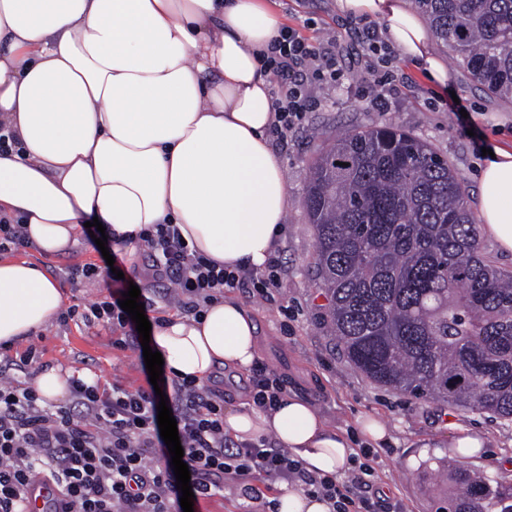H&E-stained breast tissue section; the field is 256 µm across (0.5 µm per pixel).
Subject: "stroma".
Listing matches in <instances>:
<instances>
[{
	"label": "stroma",
	"instance_id": "1",
	"mask_svg": "<svg viewBox=\"0 0 512 512\" xmlns=\"http://www.w3.org/2000/svg\"><path fill=\"white\" fill-rule=\"evenodd\" d=\"M287 26L303 36L320 39L339 36L345 63L355 68L354 41L344 29L346 18L336 0H275ZM436 53L454 76L452 92L469 108L473 122L485 135L486 146L512 149V102L492 98L475 86L468 73L453 63L450 51L435 43ZM398 90L387 111L372 108L359 84L313 89L321 105L307 113L276 146L286 184L289 206L278 240L280 282L268 294L232 290V297L255 313L263 343L260 362L285 382V391L307 399L332 425L349 433L366 416L380 419L388 430L387 443L375 449L374 474L361 489L370 512H441L448 499L449 478L438 468L439 460L453 456L447 443L453 425L476 429L490 443L488 449L469 457L472 469L495 476L505 473L512 461V422L492 414L414 398L375 384L342 355L324 328L327 301L311 274L316 248L315 232L303 207L312 162L327 137L353 128L391 124L407 130L447 157L461 175L470 210L480 197L478 167L483 161L469 138L458 127L453 113L439 111L440 96L422 70L398 52L390 54ZM49 273L63 288L67 304L90 303L109 293L98 281H70L68 269L87 263L102 264L99 248L91 238L79 236L75 246L54 256L29 247L15 254ZM111 329L85 328L76 322H52L28 341L15 343L14 351L27 347L42 350L43 362L76 373L101 375L103 382L134 389L145 383L146 367L137 351L113 346Z\"/></svg>",
	"mask_w": 512,
	"mask_h": 512
}]
</instances>
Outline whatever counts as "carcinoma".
I'll list each match as a JSON object with an SVG mask.
<instances>
[{
  "instance_id": "obj_1",
  "label": "carcinoma",
  "mask_w": 512,
  "mask_h": 512,
  "mask_svg": "<svg viewBox=\"0 0 512 512\" xmlns=\"http://www.w3.org/2000/svg\"><path fill=\"white\" fill-rule=\"evenodd\" d=\"M471 80L512 101V0H413ZM313 272L343 354L372 382L512 421V270L481 253L464 181L393 125L314 160ZM448 512H512V482L454 460Z\"/></svg>"
}]
</instances>
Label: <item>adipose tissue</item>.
Instances as JSON below:
<instances>
[{
  "mask_svg": "<svg viewBox=\"0 0 512 512\" xmlns=\"http://www.w3.org/2000/svg\"><path fill=\"white\" fill-rule=\"evenodd\" d=\"M380 21L387 42L436 87L452 76L405 0H337ZM284 26L270 0H0V214L20 220L42 254L78 242L98 218L109 250L138 269L142 231L177 225L191 249L225 268L264 271L288 212L263 56ZM480 171L479 216L512 253V150L494 147ZM66 300L27 261L0 259V342L45 330ZM150 347L177 379L219 369L250 373L260 353L251 308L232 297L200 317L153 324ZM239 441L273 435L305 472L350 469V441L305 398L224 413Z\"/></svg>",
  "mask_w": 512,
  "mask_h": 512,
  "instance_id": "obj_1",
  "label": "adipose tissue"
}]
</instances>
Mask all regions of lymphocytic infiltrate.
<instances>
[{
	"mask_svg": "<svg viewBox=\"0 0 512 512\" xmlns=\"http://www.w3.org/2000/svg\"><path fill=\"white\" fill-rule=\"evenodd\" d=\"M338 57L335 39L312 41L291 27L273 41L265 64L276 83L271 132L278 143H287L289 132L312 109L314 83L349 82ZM145 242L155 276L165 285L160 298L141 296L149 313L161 300L196 317L222 298L225 289L277 285L278 260H271L263 281L246 269L224 270L190 249L173 224L158 225ZM65 317L120 331L115 341L120 348L141 345L135 323L113 297L71 305ZM41 365L42 353L33 347L0 363V512H27L26 494L36 475L59 489L62 512H183L158 427L157 405L163 398L177 422L195 497L220 496L230 488L241 498L258 499L249 478L259 472L276 481L303 482L329 504V512H361L358 490L371 473L369 464L339 483L306 473L286 450L268 447L263 440L226 447L224 394L210 384L174 379L131 390L74 377L69 403L47 406L31 385L18 379Z\"/></svg>",
	"mask_w": 512,
	"mask_h": 512,
	"instance_id": "obj_1",
	"label": "lymphocytic infiltrate"
}]
</instances>
